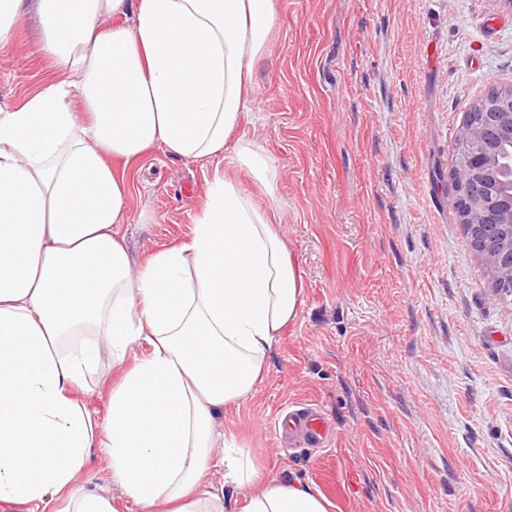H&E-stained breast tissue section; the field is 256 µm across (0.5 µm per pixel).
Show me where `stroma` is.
Masks as SVG:
<instances>
[{
    "label": "stroma",
    "mask_w": 512,
    "mask_h": 512,
    "mask_svg": "<svg viewBox=\"0 0 512 512\" xmlns=\"http://www.w3.org/2000/svg\"><path fill=\"white\" fill-rule=\"evenodd\" d=\"M25 21L0 49V106L54 82ZM256 102L239 133L276 160L272 208L304 303L254 395L218 430L329 512H512V296L501 297L451 204L455 136L512 88L502 0H277ZM214 167L155 149L131 163L129 255L192 232ZM109 358L80 402L106 418ZM319 404L335 435L284 448L273 422Z\"/></svg>",
    "instance_id": "obj_1"
}]
</instances>
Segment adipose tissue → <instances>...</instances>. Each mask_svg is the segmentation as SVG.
<instances>
[{"instance_id":"1","label":"adipose tissue","mask_w":512,"mask_h":512,"mask_svg":"<svg viewBox=\"0 0 512 512\" xmlns=\"http://www.w3.org/2000/svg\"><path fill=\"white\" fill-rule=\"evenodd\" d=\"M32 11L61 78L0 108V502L118 512L80 482L100 448L138 512H225L229 493L242 512H327L214 428L303 305L302 267L253 195L279 167L237 135L276 0H0V48ZM159 146L224 173L192 234L135 268L114 164ZM105 355L125 372L101 421L76 394Z\"/></svg>"}]
</instances>
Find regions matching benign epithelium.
I'll use <instances>...</instances> for the list:
<instances>
[{
    "instance_id": "obj_1",
    "label": "benign epithelium",
    "mask_w": 512,
    "mask_h": 512,
    "mask_svg": "<svg viewBox=\"0 0 512 512\" xmlns=\"http://www.w3.org/2000/svg\"><path fill=\"white\" fill-rule=\"evenodd\" d=\"M478 120L465 122L456 148L460 160L452 171V205L487 268L506 279L512 294V161H504V145H512V88L494 90L475 103Z\"/></svg>"
}]
</instances>
